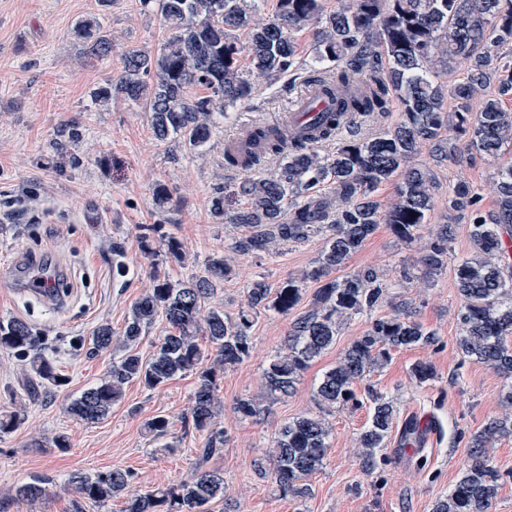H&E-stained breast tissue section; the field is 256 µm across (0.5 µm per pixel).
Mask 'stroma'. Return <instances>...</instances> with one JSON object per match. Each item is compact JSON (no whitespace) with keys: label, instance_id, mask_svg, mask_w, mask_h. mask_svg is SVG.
Returning a JSON list of instances; mask_svg holds the SVG:
<instances>
[{"label":"stroma","instance_id":"35a3bbf8","mask_svg":"<svg viewBox=\"0 0 512 512\" xmlns=\"http://www.w3.org/2000/svg\"><path fill=\"white\" fill-rule=\"evenodd\" d=\"M94 17L113 41L111 56L99 61L85 58L70 34L78 19ZM166 36L159 14L143 9L140 0H112L108 6L103 0H0V320L27 321L43 353L67 378L48 393L33 394L35 381L27 376L25 358L0 349V412L25 414L18 429L0 436V512H71L75 493L68 480L77 471L129 470L136 494L190 479L197 450L205 445L204 434L190 422L195 375L157 390L130 382L123 400L96 423L68 415L67 405L99 382L120 355L116 349L88 355L94 329L107 323L121 333L153 273L185 281L203 274L208 259L220 254L233 272L212 303L236 316L252 280L278 287L311 268L325 245L324 234L315 233L265 253H232L228 247L242 227L216 220L210 210L216 188L242 179L224 168L225 138L254 122L276 123L292 111L297 97L288 88L292 76L275 81L252 76L250 100L218 120L199 155L157 141L141 108L119 99L108 108L91 107L90 90L120 75L126 50L157 53ZM71 120L81 126V140L53 149L59 127ZM448 138L462 158L436 167L433 208L421 240L401 242L382 224L348 261L349 271L372 268L382 274L391 286L387 300L374 313L346 321L335 343L301 372L288 397L265 399L263 370L283 349L291 320L275 312L255 318L248 357L225 367L217 380L225 442L209 465L223 471L226 492L211 504V512H432L460 477L470 436L489 419L504 416V380L464 360L456 347L459 296L453 268L471 256L472 246L467 217L449 210L448 193L456 183H468L481 208L493 209L494 172L498 164L512 162V149L504 148L493 160L468 150L456 132ZM159 182L172 195L163 206L153 195ZM153 224L182 244L184 261L167 258L160 244L155 256L141 252L139 236ZM441 224L456 230L447 267L427 287L402 281V269L416 267L425 240ZM40 276L57 279L62 301L51 303L29 292L30 281ZM405 301L413 303L417 320L440 342L392 351L366 384L394 402L399 419L416 417L433 433L432 445L423 451L426 465L417 466L415 449L392 438L383 450L387 464L365 472L355 442L369 409L339 408L327 417L330 446L323 467L307 480L309 495L280 493L256 469L275 432L294 417L318 413L314 396L324 372L373 317L390 315ZM419 362L433 365V380L422 384L412 377ZM241 398L263 400L264 412L241 418L234 411ZM158 415L169 420L162 439L145 429ZM59 434L68 436V447H48ZM168 442L174 451L165 450ZM36 478L45 481L42 499L32 505L17 499L16 488Z\"/></svg>","mask_w":512,"mask_h":512}]
</instances>
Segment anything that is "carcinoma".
<instances>
[{
	"instance_id": "carcinoma-1",
	"label": "carcinoma",
	"mask_w": 512,
	"mask_h": 512,
	"mask_svg": "<svg viewBox=\"0 0 512 512\" xmlns=\"http://www.w3.org/2000/svg\"><path fill=\"white\" fill-rule=\"evenodd\" d=\"M157 8L168 35L159 52L130 50L122 57V74L90 91L91 104L107 106L121 98L148 112L155 139H173L195 152L211 138L214 121L228 109L249 99L252 85L239 65L241 52L251 72L270 80L297 71L293 32L317 25L315 57L331 66L303 72L301 84L324 88L331 104L312 116L310 139L297 132L283 134L272 125L247 129L254 150L224 152V169L247 164L252 175L238 182L234 194L246 205L233 212L225 208L224 194L211 200V212L226 224L248 229L235 239L234 252L266 251L274 244L307 240L315 232L326 236L315 265L299 277H289L273 289L256 279L246 288L245 303L231 318L210 305L218 287L232 272L226 257H211L205 273L173 282L155 275L152 286L132 306L122 332L124 354L98 383L67 406L75 419L96 423L122 401L126 385L139 380L150 389L192 373L197 375L191 408L193 427L206 433V445L192 478L130 498L124 512H207L205 506L224 498V472L204 466L224 451V429L216 418L221 401L218 372L248 356L255 317L273 311L288 315L299 304L303 286L318 284L311 309L297 316L288 331L285 351L275 354L263 371L266 398L287 397L308 365L336 342L344 321L380 306L390 285L376 270L346 271L349 258L379 225L405 243L413 242L427 224L432 208L433 169L411 161L426 149L442 163L458 158L448 143V126L468 139L470 149L491 159L512 143V110L488 99L473 101L491 82L500 97H512V0H338L326 11L321 0H278L269 20L252 18L255 0H141ZM245 35V43L236 33ZM71 34L84 46L86 56L112 55V38L100 21L81 19ZM467 63L451 88L456 109L446 110L442 80L452 75L453 64ZM196 86L203 94L191 97ZM399 115L390 126L371 136L359 133L358 122L390 111L391 99ZM82 136L76 123L59 129L56 149ZM336 142L328 154L323 143ZM269 156L281 158L273 175L264 173ZM399 178L397 197L387 208L376 197L378 188ZM498 203L493 210L478 207L479 197L466 183L448 194V210L470 213L469 236L474 256L454 268L460 305L457 311V348L464 358L512 382V246L505 234L512 231V165L496 171ZM320 184L330 186L334 199L311 194ZM454 236L453 225H440L425 247L416 271L402 272L405 280L435 281L447 266ZM164 319L168 333L159 339L151 356L136 348L146 328ZM205 336L215 355L205 354L198 339ZM112 327L98 325L90 354L115 344ZM436 332L414 318L411 304L402 303L389 316L371 321L370 328L344 351L326 371L315 392L321 414L301 415L285 423L272 440L270 475L277 490L303 498L306 479L321 469L329 448L331 427L324 414L336 408L369 403L370 417L358 438L362 468L372 471L376 456L390 437L396 419L393 402L356 384L388 362L396 349L433 346ZM0 349L25 355L29 370L43 387L64 381L52 359L39 349V337L24 320H0ZM235 411L254 418L264 411L255 399H240ZM24 421L18 412L0 415V435ZM512 436V417L495 418L468 441V458L448 495L438 499L433 512H492L504 477L488 448ZM132 474L121 468L87 475L74 473L69 484L77 494L71 512H84L83 503H105L124 495ZM44 479L19 486L16 497L34 502L43 497Z\"/></svg>"
}]
</instances>
